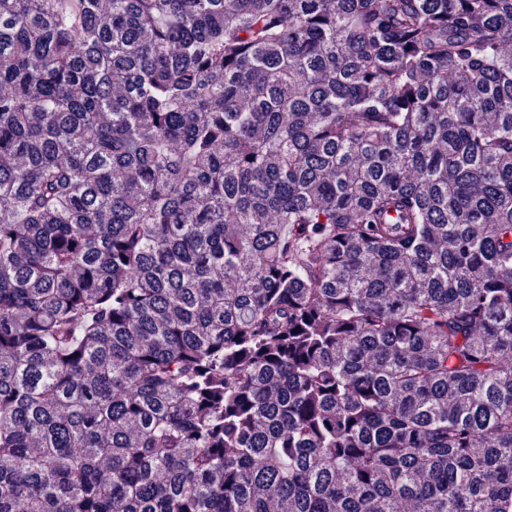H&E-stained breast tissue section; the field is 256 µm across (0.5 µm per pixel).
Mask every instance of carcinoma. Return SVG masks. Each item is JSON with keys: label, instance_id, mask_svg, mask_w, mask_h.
<instances>
[{"label": "carcinoma", "instance_id": "carcinoma-1", "mask_svg": "<svg viewBox=\"0 0 512 512\" xmlns=\"http://www.w3.org/2000/svg\"><path fill=\"white\" fill-rule=\"evenodd\" d=\"M512 0H0V512H512Z\"/></svg>", "mask_w": 512, "mask_h": 512}]
</instances>
